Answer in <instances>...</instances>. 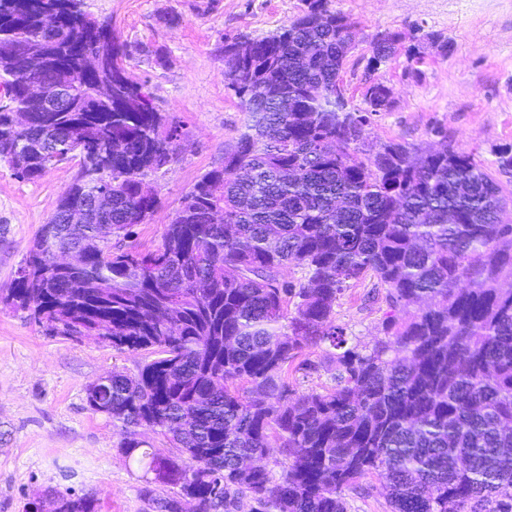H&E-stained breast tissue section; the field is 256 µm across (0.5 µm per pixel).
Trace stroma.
<instances>
[{
    "instance_id": "obj_1",
    "label": "stroma",
    "mask_w": 512,
    "mask_h": 512,
    "mask_svg": "<svg viewBox=\"0 0 512 512\" xmlns=\"http://www.w3.org/2000/svg\"><path fill=\"white\" fill-rule=\"evenodd\" d=\"M352 22L360 44L342 74L353 105L362 102L369 42L379 31L419 44L420 62L398 56L378 76L392 91L387 111L372 116L365 142L438 146L453 139L512 193V169L498 153L512 147V0H332ZM306 0H84L109 22L128 50L127 67L146 81L154 105L180 126L171 162L148 182L161 206L136 228L140 248L160 245L182 197L224 161L249 115L224 80L226 39L261 38L306 9ZM442 35L447 51L427 34ZM78 166L65 162L34 181L16 178L0 161V290L10 288L35 234L54 213ZM372 281L348 288L334 307L348 342L369 345L381 330L384 301L366 302ZM313 371H290L296 390L334 386L336 366L321 347L306 349ZM150 353L125 354L96 340L46 334L23 313L0 308V512H51L47 491L92 498L96 512H153L142 471L119 447L111 419L93 412L86 388L100 376L137 375Z\"/></svg>"
}]
</instances>
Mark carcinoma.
Returning a JSON list of instances; mask_svg holds the SVG:
<instances>
[{
  "mask_svg": "<svg viewBox=\"0 0 512 512\" xmlns=\"http://www.w3.org/2000/svg\"><path fill=\"white\" fill-rule=\"evenodd\" d=\"M348 21L331 0L264 38L224 41L226 87L251 123L224 163L193 185L153 250L120 242L160 207L139 179L173 158L180 133L146 82L128 73L126 46L81 0H0V46L46 50L36 78L76 84L71 112H34L32 78L0 66L12 86L0 106V161L35 180L78 146L83 163L55 215L112 187V215L42 224L0 303L65 339H112L120 353L157 358L86 389L89 408L121 429L151 498L165 512H347L344 493L374 474L391 512H512V224L502 187L473 155L390 141L353 146L390 105L378 78L362 106L336 111L350 51ZM401 34L370 41L378 71ZM88 53L104 58L88 77ZM112 81V103L95 97ZM31 112L20 127L12 111ZM224 221L213 224L210 211ZM79 267L50 265L58 251ZM287 267L302 276L280 280ZM385 290L384 336L348 346L333 319L349 287ZM334 349L336 385L297 392L288 368L315 370L303 351ZM162 435L174 453L141 438ZM278 444L287 465L273 475ZM53 512H94L54 495Z\"/></svg>",
  "mask_w": 512,
  "mask_h": 512,
  "instance_id": "obj_1",
  "label": "carcinoma"
}]
</instances>
